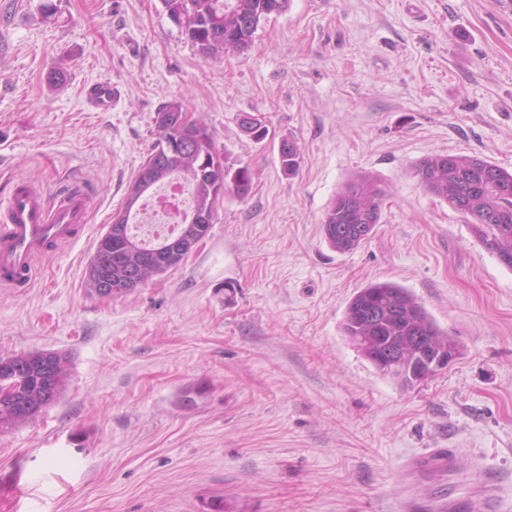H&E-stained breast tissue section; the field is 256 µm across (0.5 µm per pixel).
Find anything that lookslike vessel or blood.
<instances>
[{"instance_id": "vessel-or-blood-1", "label": "vessel or blood", "mask_w": 512, "mask_h": 512, "mask_svg": "<svg viewBox=\"0 0 512 512\" xmlns=\"http://www.w3.org/2000/svg\"><path fill=\"white\" fill-rule=\"evenodd\" d=\"M91 202L84 191L71 189L50 206L39 185L26 180L18 183L0 212V285L27 284L35 261L68 243L85 224ZM456 459V449L430 448L411 457L408 467L414 477L423 479L453 473ZM408 512H512V509L500 500L494 480L486 477L475 481L467 496L418 500L409 506Z\"/></svg>"}]
</instances>
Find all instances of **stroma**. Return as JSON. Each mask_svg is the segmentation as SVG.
<instances>
[{"label":"stroma","instance_id":"35a3bbf8","mask_svg":"<svg viewBox=\"0 0 512 512\" xmlns=\"http://www.w3.org/2000/svg\"><path fill=\"white\" fill-rule=\"evenodd\" d=\"M0 0V204L17 181L79 187L88 221L0 288V356L66 353L37 420L0 433V512H394L403 465L457 449L512 502V270L412 173L432 154L512 172V9L503 0H291L247 51L204 60L162 0ZM111 82V111L85 96ZM181 100L234 166L209 235L119 298L85 286L98 239ZM259 118L269 133L243 128ZM298 148L284 171L282 142ZM388 195L358 248L327 244L339 188ZM408 288L461 353L403 389L341 323L355 292Z\"/></svg>","mask_w":512,"mask_h":512}]
</instances>
